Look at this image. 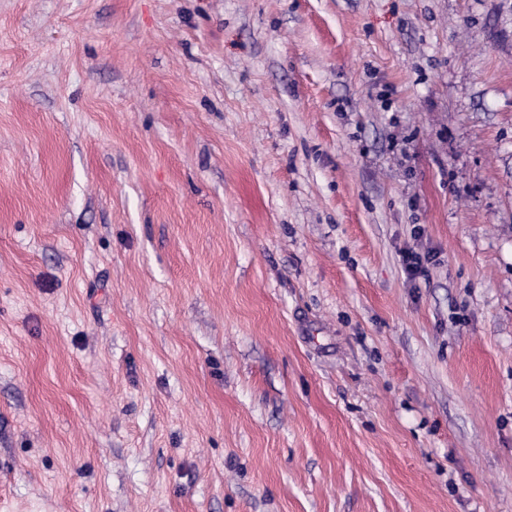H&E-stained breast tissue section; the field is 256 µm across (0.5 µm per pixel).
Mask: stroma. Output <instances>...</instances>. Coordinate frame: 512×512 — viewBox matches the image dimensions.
I'll use <instances>...</instances> for the list:
<instances>
[{
  "instance_id": "stroma-1",
  "label": "stroma",
  "mask_w": 512,
  "mask_h": 512,
  "mask_svg": "<svg viewBox=\"0 0 512 512\" xmlns=\"http://www.w3.org/2000/svg\"><path fill=\"white\" fill-rule=\"evenodd\" d=\"M0 512H512V0H0Z\"/></svg>"
}]
</instances>
